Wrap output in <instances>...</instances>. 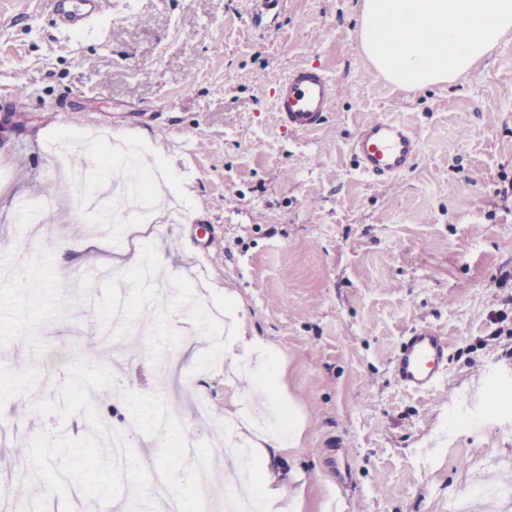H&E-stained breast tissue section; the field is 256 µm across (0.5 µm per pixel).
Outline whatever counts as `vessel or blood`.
Here are the masks:
<instances>
[{"label":"vessel or blood","mask_w":512,"mask_h":512,"mask_svg":"<svg viewBox=\"0 0 512 512\" xmlns=\"http://www.w3.org/2000/svg\"><path fill=\"white\" fill-rule=\"evenodd\" d=\"M55 15L68 29H82L103 13L104 0H49ZM335 87L317 67L298 66L279 83L274 106L288 129L311 133L320 129ZM418 152L414 132L395 120L379 118L362 125L352 144L358 170L376 180L394 177L408 169ZM448 354V339L422 328L407 336L394 357L400 384L417 392L431 389L438 381Z\"/></svg>","instance_id":"1"}]
</instances>
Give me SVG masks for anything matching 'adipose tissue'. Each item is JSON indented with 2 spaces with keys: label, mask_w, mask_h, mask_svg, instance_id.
I'll return each mask as SVG.
<instances>
[{
  "label": "adipose tissue",
  "mask_w": 512,
  "mask_h": 512,
  "mask_svg": "<svg viewBox=\"0 0 512 512\" xmlns=\"http://www.w3.org/2000/svg\"><path fill=\"white\" fill-rule=\"evenodd\" d=\"M510 33L512 0H362L359 17L364 55L377 73L406 91L466 82ZM213 288L223 296L225 314L235 323L224 371L238 378L242 360L263 350L265 343L250 333L236 291L218 281ZM224 420L235 423L237 430L236 437L225 439V446L242 441L260 459L273 453L288 456L302 440L298 431L286 437L252 432L237 409L225 410Z\"/></svg>",
  "instance_id": "obj_1"
}]
</instances>
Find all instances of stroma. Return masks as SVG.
I'll list each match as a JSON object with an SVG mask.
<instances>
[{"mask_svg": "<svg viewBox=\"0 0 512 512\" xmlns=\"http://www.w3.org/2000/svg\"><path fill=\"white\" fill-rule=\"evenodd\" d=\"M361 0H110L84 33L61 28L46 0H0V242L19 256L38 247L45 288L25 280L0 294V420L31 438L83 415L43 417L58 400L74 337L112 338L122 389L95 390L101 418L138 420L134 450L175 469V492L195 500L198 469L179 452L222 456L215 480L235 476L223 449L224 409L241 401L255 426L288 409L303 430L266 474L303 489V512H460L468 485L512 486V33L470 80L408 92L363 55ZM299 64L336 84L323 128L279 126L274 91ZM409 124L419 142L410 169L375 182L351 145L364 121ZM163 146L194 193L185 207L155 187L150 235L125 227L88 248L58 198L78 200L68 169L93 155L112 169L142 132ZM164 256L170 271L143 284L110 271L123 251ZM238 292L253 332L286 375L275 397L252 377L229 380L224 301ZM126 291L114 325L112 292ZM448 338L437 384H399L393 356L412 330ZM172 423L157 437V411ZM343 444L338 479L329 439Z\"/></svg>", "mask_w": 512, "mask_h": 512, "instance_id": "obj_1", "label": "stroma"}]
</instances>
